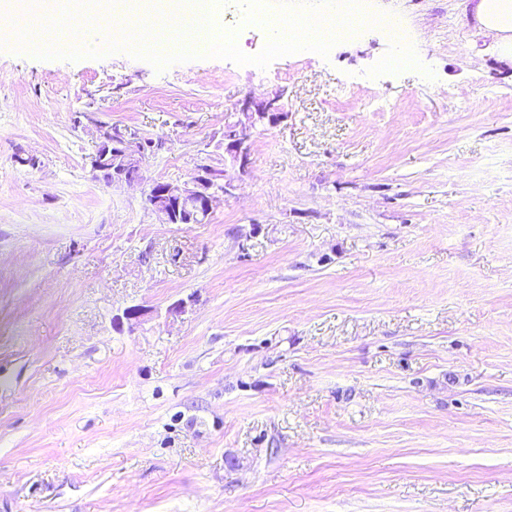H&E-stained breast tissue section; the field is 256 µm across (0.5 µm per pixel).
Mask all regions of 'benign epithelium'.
<instances>
[{
  "label": "benign epithelium",
  "mask_w": 512,
  "mask_h": 512,
  "mask_svg": "<svg viewBox=\"0 0 512 512\" xmlns=\"http://www.w3.org/2000/svg\"><path fill=\"white\" fill-rule=\"evenodd\" d=\"M280 96L272 98L250 94L236 107L224 123V154L230 169L224 170V190L234 179L243 176L250 164V137L254 129L265 124L276 125L288 119ZM147 153L142 137L117 128L100 131L94 153L89 157L96 176L112 168L117 176L108 184L133 185L140 180L141 163ZM218 190L209 181L206 170L200 168L189 181L181 185L154 183L146 201L163 224H189L199 213H211Z\"/></svg>",
  "instance_id": "benign-epithelium-1"
}]
</instances>
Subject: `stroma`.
I'll list each match as a JSON object with an SVG mask.
<instances>
[{"label": "stroma", "instance_id": "1", "mask_svg": "<svg viewBox=\"0 0 512 512\" xmlns=\"http://www.w3.org/2000/svg\"><path fill=\"white\" fill-rule=\"evenodd\" d=\"M364 7L414 67L375 28L260 71L0 42V512H512V63L461 0ZM250 93L287 121L160 223ZM102 125L158 142L139 183ZM148 152L142 137L110 127L100 130L94 153L89 157L92 172L97 176L109 168L118 174L108 185H133L140 180L141 163ZM218 190L209 181L205 169H198L189 181L182 185L154 183L146 195V201L163 224H189L198 213L212 212ZM190 203L192 209L183 204ZM202 215L199 224L208 218Z\"/></svg>", "mask_w": 512, "mask_h": 512}]
</instances>
